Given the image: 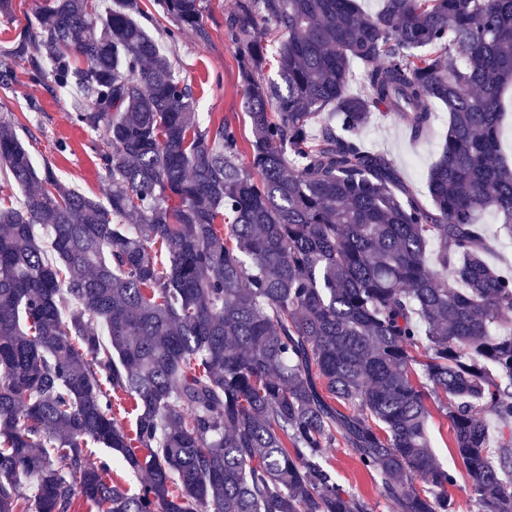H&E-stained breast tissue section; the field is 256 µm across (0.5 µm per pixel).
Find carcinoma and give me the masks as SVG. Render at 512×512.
I'll return each instance as SVG.
<instances>
[{
	"label": "carcinoma",
	"mask_w": 512,
	"mask_h": 512,
	"mask_svg": "<svg viewBox=\"0 0 512 512\" xmlns=\"http://www.w3.org/2000/svg\"><path fill=\"white\" fill-rule=\"evenodd\" d=\"M157 4L168 39L208 38L202 0ZM36 20L5 53L73 92L107 188L37 170L0 118L23 192L0 202V512H371L338 484L339 441L395 512H454L434 403L478 512H512V274L478 221L512 238V0H235L247 166L228 120L201 127L139 0H49ZM382 106L417 138L448 109L424 196L359 139ZM90 441L120 466L89 464ZM486 236L494 245V251L486 256L490 265L500 269L512 268V239L500 231V219L492 211L484 213L480 218Z\"/></svg>",
	"instance_id": "obj_1"
}]
</instances>
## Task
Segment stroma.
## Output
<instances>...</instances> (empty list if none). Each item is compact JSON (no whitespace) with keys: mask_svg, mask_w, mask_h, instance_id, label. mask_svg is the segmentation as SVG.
<instances>
[{"mask_svg":"<svg viewBox=\"0 0 512 512\" xmlns=\"http://www.w3.org/2000/svg\"><path fill=\"white\" fill-rule=\"evenodd\" d=\"M235 0H203L208 40L183 32L167 43V54L191 86L202 122L226 118L236 126L241 139L251 135L242 103L245 86L239 75L235 48L224 34V20ZM27 62L0 52V74L12 77L9 91L0 90V117L11 119L19 138L32 154L36 167L51 166L57 176L79 192L103 198L104 173L91 149L95 134L70 119L71 97L52 89L48 82L32 80ZM448 130V113L436 112L428 131L413 138L396 116L373 118L359 133L368 146L383 152L407 183L424 190L428 171L439 157ZM329 457L338 482L350 493L362 495L373 512H392L378 493L373 478L364 471L349 448L337 444Z\"/></svg>","mask_w":512,"mask_h":512,"instance_id":"35a3bbf8","label":"stroma"}]
</instances>
